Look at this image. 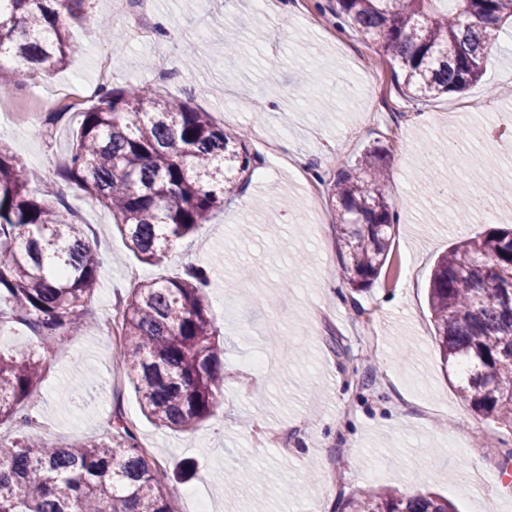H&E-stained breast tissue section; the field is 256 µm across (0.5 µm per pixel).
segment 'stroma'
<instances>
[{
    "label": "stroma",
    "instance_id": "35a3bbf8",
    "mask_svg": "<svg viewBox=\"0 0 512 512\" xmlns=\"http://www.w3.org/2000/svg\"><path fill=\"white\" fill-rule=\"evenodd\" d=\"M336 0H157L149 35H127L110 0H88L71 28L66 67L22 79L0 111V143L35 175L37 196L64 197L107 260L80 335L55 341L29 425H0V443L69 446L104 434L122 411L179 512H338L369 491L433 488L458 512H512V430L475 413L447 375L427 299L433 268L462 238L512 226L452 221L455 194L512 179V24L480 80L426 104L409 102L378 46L336 25ZM123 30L104 37L98 18ZM238 48L228 63L225 44ZM110 62L115 88L149 85L243 133L257 155L233 176L223 210L158 266L141 263L108 211L58 175L80 118L45 133L18 115L72 79L87 91ZM381 148L386 192L401 219L391 253L404 265L364 292L337 276L336 212L326 182ZM210 276L206 300L224 342V409L183 431L141 412L102 321L137 281ZM138 278H131V271ZM273 427L287 448L255 439ZM192 463L190 478L181 467Z\"/></svg>",
    "mask_w": 512,
    "mask_h": 512
}]
</instances>
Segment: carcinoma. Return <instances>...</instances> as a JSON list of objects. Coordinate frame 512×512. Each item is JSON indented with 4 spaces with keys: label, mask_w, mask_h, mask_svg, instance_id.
Listing matches in <instances>:
<instances>
[{
    "label": "carcinoma",
    "mask_w": 512,
    "mask_h": 512,
    "mask_svg": "<svg viewBox=\"0 0 512 512\" xmlns=\"http://www.w3.org/2000/svg\"><path fill=\"white\" fill-rule=\"evenodd\" d=\"M87 0H0V98L36 71L66 65L69 29ZM336 0V21L356 29L398 67L402 93L423 104L481 76V62L512 21V0ZM80 113L68 182L112 216L142 263H163L172 247L224 207L229 178L253 171L242 135L211 114L152 87L101 86ZM376 150L339 172L340 276L369 288L389 261L396 210ZM30 189L27 167L0 146V328L25 325L41 342L82 327L101 258L82 225ZM202 273L141 281L122 304V363L143 414L192 429L224 407V344L205 302ZM429 305L444 362L475 411L512 429V229L461 240L434 269ZM42 356L0 350V423L26 422ZM343 512H455L429 490L397 489L342 501ZM0 512H176L175 503L121 416L102 438L78 447L18 440L0 448Z\"/></svg>",
    "instance_id": "1"
}]
</instances>
